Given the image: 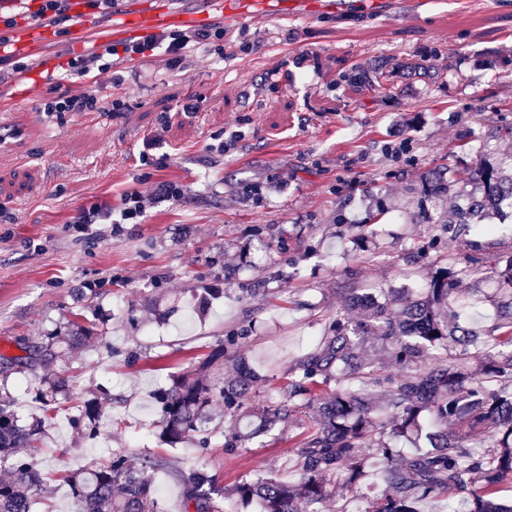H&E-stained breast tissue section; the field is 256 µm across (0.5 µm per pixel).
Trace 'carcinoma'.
Returning <instances> with one entry per match:
<instances>
[{"label":"carcinoma","instance_id":"cac0c4a2","mask_svg":"<svg viewBox=\"0 0 512 512\" xmlns=\"http://www.w3.org/2000/svg\"><path fill=\"white\" fill-rule=\"evenodd\" d=\"M508 167L506 157L496 165L480 159L462 171L477 194L451 211L448 231L474 224L491 236L496 225L489 219L512 218ZM485 302L496 312L491 327L463 318ZM344 303L357 319L336 315L326 335L292 362L277 398L256 402L267 379L242 358L228 377H217L220 349L156 390L160 438L171 447L190 439L209 445L203 425L219 405L233 423L227 452L249 447L300 409L312 418L294 451L295 482L254 477L224 489L200 467L180 475L185 508L246 512L256 502L262 512H325L337 492L355 491L365 503L360 512H419L429 500L463 502L467 512H512L499 497L512 483V256L503 259L494 243L438 256L418 287L391 288L380 299L352 286ZM23 350L0 359L3 372L57 359L51 336ZM66 386L62 377H44L36 397L49 410ZM104 401L109 397L81 411L91 438ZM46 421L21 425L10 398L0 399V463L13 471L0 479V512H32L31 490L44 478L32 460L13 453L37 449ZM166 464L161 456L113 453L66 481L80 512H162L148 471Z\"/></svg>","mask_w":512,"mask_h":512}]
</instances>
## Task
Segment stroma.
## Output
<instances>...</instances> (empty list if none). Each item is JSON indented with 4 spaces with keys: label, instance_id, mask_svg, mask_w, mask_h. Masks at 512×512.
I'll return each mask as SVG.
<instances>
[{
    "label": "stroma",
    "instance_id": "1",
    "mask_svg": "<svg viewBox=\"0 0 512 512\" xmlns=\"http://www.w3.org/2000/svg\"><path fill=\"white\" fill-rule=\"evenodd\" d=\"M225 0H116L100 12L70 0L69 21L92 36L0 59V355L84 328L91 342L56 362L0 373L23 421L42 416L40 377L67 378L63 411L47 423L32 491L35 512H78L64 475L109 452L166 456L151 473L165 512H184L179 473L206 466L219 485L245 476L290 482L292 440L304 414L229 455V422L215 409L210 444L168 452L153 391L189 359L223 348L267 378L268 399L343 310L358 281L399 288L424 281L429 257L468 252L475 231L442 223L465 197H434L425 177L512 152V0H352L348 11L280 18L229 16ZM162 11L224 28L219 47L180 64L156 52L73 78V93L99 112H44L40 104L67 62L112 44L125 17ZM121 111H111L112 101ZM237 136L235 150L222 146ZM167 181L178 200H159ZM141 193L146 219L93 235L80 209L117 206ZM211 289L205 316L197 296ZM109 394V447L76 429L87 400Z\"/></svg>",
    "mask_w": 512,
    "mask_h": 512
}]
</instances>
